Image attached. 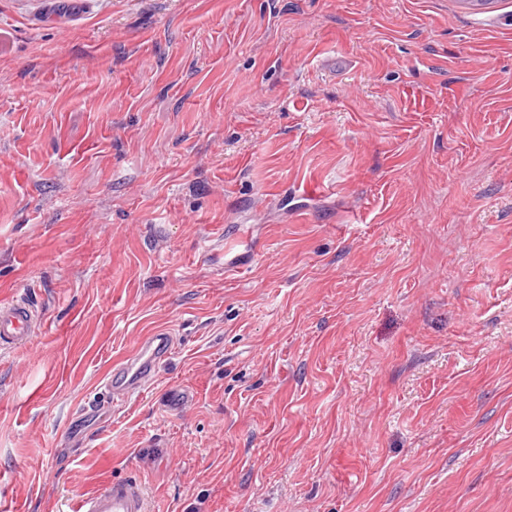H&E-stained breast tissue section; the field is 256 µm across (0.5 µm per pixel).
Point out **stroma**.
I'll use <instances>...</instances> for the list:
<instances>
[{
  "label": "stroma",
  "instance_id": "stroma-1",
  "mask_svg": "<svg viewBox=\"0 0 512 512\" xmlns=\"http://www.w3.org/2000/svg\"><path fill=\"white\" fill-rule=\"evenodd\" d=\"M23 294L0 512L126 474L148 512H512V0H0ZM173 346V336L165 329H158L139 336L128 351L108 361L100 375L99 392L70 417L68 430L72 438L78 437L85 418L104 414L115 402H123L150 389L158 367L170 356Z\"/></svg>",
  "mask_w": 512,
  "mask_h": 512
}]
</instances>
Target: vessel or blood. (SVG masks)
Segmentation results:
<instances>
[{"mask_svg":"<svg viewBox=\"0 0 512 512\" xmlns=\"http://www.w3.org/2000/svg\"><path fill=\"white\" fill-rule=\"evenodd\" d=\"M42 327V313L36 301L24 295L0 304V349L22 347ZM170 333L158 329L138 338L122 355L108 361L100 375V388L93 400L72 413L68 430L78 436L85 418L108 412L112 405L150 389L159 366L173 351ZM68 512H147L141 486L133 480L111 479L100 488L71 498Z\"/></svg>","mask_w":512,"mask_h":512,"instance_id":"vessel-or-blood-1","label":"vessel or blood"}]
</instances>
